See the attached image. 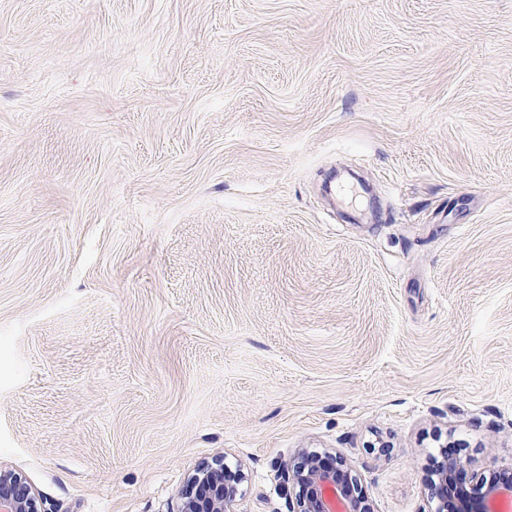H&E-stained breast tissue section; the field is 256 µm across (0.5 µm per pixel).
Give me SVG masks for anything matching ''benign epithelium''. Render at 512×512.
I'll return each mask as SVG.
<instances>
[{"label": "benign epithelium", "instance_id": "7a95c632", "mask_svg": "<svg viewBox=\"0 0 512 512\" xmlns=\"http://www.w3.org/2000/svg\"><path fill=\"white\" fill-rule=\"evenodd\" d=\"M465 467L450 458L426 480L438 500L434 512H490L502 494L512 496V475L493 473L474 482L463 481ZM284 481L298 488L289 512H370L362 487L342 463L330 465L303 450L286 467ZM238 489L230 482L224 461L197 468L188 478L179 512H235ZM0 512H48L23 473L0 466Z\"/></svg>", "mask_w": 512, "mask_h": 512}]
</instances>
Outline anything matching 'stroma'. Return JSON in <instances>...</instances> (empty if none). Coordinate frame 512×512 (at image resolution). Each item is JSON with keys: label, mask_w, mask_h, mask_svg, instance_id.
Listing matches in <instances>:
<instances>
[{"label": "stroma", "mask_w": 512, "mask_h": 512, "mask_svg": "<svg viewBox=\"0 0 512 512\" xmlns=\"http://www.w3.org/2000/svg\"><path fill=\"white\" fill-rule=\"evenodd\" d=\"M512 469V0H0V463L178 512L299 450L431 512ZM193 486L196 491L190 493ZM237 494L238 489L230 483L224 461L217 459L213 464L198 467L189 476L179 512H235ZM463 474H466L465 467L460 458H448L434 471L435 479L427 477L431 499L438 500L434 512H490V503L499 495L512 496V475H506V472L493 473L468 483L466 477L463 482ZM448 484H455L458 489L449 497Z\"/></svg>", "instance_id": "obj_1"}]
</instances>
